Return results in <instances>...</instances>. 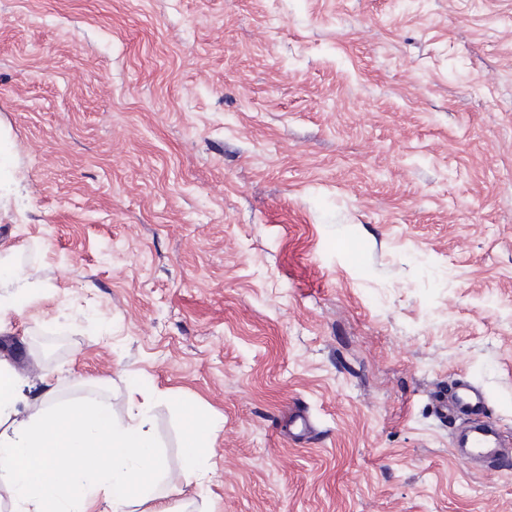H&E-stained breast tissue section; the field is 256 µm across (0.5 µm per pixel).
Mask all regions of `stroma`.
Listing matches in <instances>:
<instances>
[{
  "instance_id": "1",
  "label": "stroma",
  "mask_w": 512,
  "mask_h": 512,
  "mask_svg": "<svg viewBox=\"0 0 512 512\" xmlns=\"http://www.w3.org/2000/svg\"><path fill=\"white\" fill-rule=\"evenodd\" d=\"M1 262V361L214 426L176 512H512L432 401L512 432V0H0ZM35 273L26 278H19L14 274L4 276L0 271V288H7L4 296H0V329L11 312L21 310L20 300L27 297L29 288H33Z\"/></svg>"
}]
</instances>
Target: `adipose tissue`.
<instances>
[{
    "mask_svg": "<svg viewBox=\"0 0 512 512\" xmlns=\"http://www.w3.org/2000/svg\"><path fill=\"white\" fill-rule=\"evenodd\" d=\"M28 386L0 364V481L9 485L14 512H88L100 499L112 512H130L149 500L153 512H171L160 501L176 491L178 480L204 483L211 457L207 428L187 433L181 475L166 476L146 405L133 404L120 422L93 398L22 418L17 405Z\"/></svg>",
    "mask_w": 512,
    "mask_h": 512,
    "instance_id": "ef3b65f1",
    "label": "adipose tissue"
}]
</instances>
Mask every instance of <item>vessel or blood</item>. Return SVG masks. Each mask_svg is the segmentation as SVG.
Returning <instances> with one entry per match:
<instances>
[{
  "mask_svg": "<svg viewBox=\"0 0 512 512\" xmlns=\"http://www.w3.org/2000/svg\"><path fill=\"white\" fill-rule=\"evenodd\" d=\"M488 405L487 392L465 377L456 379L448 393L435 397L439 419L453 418L458 422L452 442L456 456L491 472L512 458V435L499 424L486 421Z\"/></svg>",
  "mask_w": 512,
  "mask_h": 512,
  "instance_id": "b4317fda",
  "label": "vessel or blood"
}]
</instances>
